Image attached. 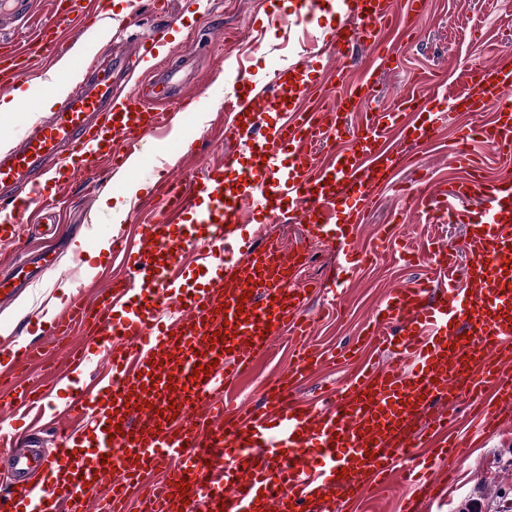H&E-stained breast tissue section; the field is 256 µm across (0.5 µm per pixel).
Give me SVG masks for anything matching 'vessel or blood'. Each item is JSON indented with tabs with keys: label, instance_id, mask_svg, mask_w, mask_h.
<instances>
[{
	"label": "vessel or blood",
	"instance_id": "1",
	"mask_svg": "<svg viewBox=\"0 0 512 512\" xmlns=\"http://www.w3.org/2000/svg\"><path fill=\"white\" fill-rule=\"evenodd\" d=\"M425 10L426 0H403L397 9L391 0H357L355 22L319 35L313 46L318 55L333 56L366 44L374 69L392 55L388 34L411 38ZM96 13L95 0L68 8L54 0L40 18L33 0H0V36L37 23L32 38L13 46L23 62L20 78L47 82L54 59L89 31ZM157 44L152 34L138 45L136 59L151 61L154 80L150 88L132 89L126 59L114 56L111 39L101 40L61 107L0 151V242L14 241L32 216L51 218L72 180L94 186L104 163H119L123 149L143 138L165 137L172 114L189 108L195 96L175 89V71L159 59ZM306 75L301 81L294 68L279 70L278 97L226 96L225 133L253 138L242 156L207 167L190 184L169 177L157 183L160 219L143 224L137 237L120 232L110 238L112 253L128 270L125 280L94 285L44 321L42 333L50 338L90 326L102 336L112 368L75 387L77 416L93 423L85 430L66 426L53 462L13 458L17 473L46 468L58 481L12 493L0 501V512H90L101 499L112 512H127L135 499L144 512H336L398 476L415 487L403 512H419L438 494L427 473L430 460H447L453 468L460 459L457 406L467 403L477 434L498 432L503 413L512 409L511 176L479 174L418 198L419 208L465 225L467 234L461 250L430 249L443 286L424 281L394 289L374 313L367 336L376 352L393 355V365H366L336 400L305 406L292 395L322 357L300 343L257 407L216 405V389L250 372L253 353L271 337H300L309 326V291L294 285L295 256L271 238L240 243L245 214L273 223L289 207L291 223L329 240L339 266L353 269L360 261L357 228L374 190L407 161L388 146L389 136L417 145L435 136L438 108L414 88L391 109L364 114L355 133H347L343 113L372 97L370 73L353 83L336 109L322 104L332 76L311 64ZM472 82L457 111L489 112L493 119L458 129L453 160L460 165L469 162L464 144L475 139L494 151L512 148V64L476 66ZM272 112L280 118L266 124ZM327 141L331 162L314 168L308 150ZM472 197L480 208L460 207V200ZM184 214L203 228V237L169 236L172 217ZM217 250L226 255L220 274L181 295L182 316L128 310L129 293L164 296L178 288L186 257L205 260ZM462 253L467 261L461 266ZM33 279L23 265L0 270V304ZM116 336L124 346H113ZM10 343L0 338V373L15 378L12 407L43 408L45 391L18 376L21 368L43 365L42 351ZM407 356L414 359L409 369L400 364ZM200 365L208 375H196ZM443 400L447 412L431 414ZM173 404L180 411L170 419L164 409ZM427 413L432 419L426 423ZM166 462L174 471L146 488L144 476Z\"/></svg>",
	"mask_w": 512,
	"mask_h": 512
}]
</instances>
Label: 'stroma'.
<instances>
[{
  "label": "stroma",
  "mask_w": 512,
  "mask_h": 512,
  "mask_svg": "<svg viewBox=\"0 0 512 512\" xmlns=\"http://www.w3.org/2000/svg\"><path fill=\"white\" fill-rule=\"evenodd\" d=\"M298 0H171L172 25L162 54L190 57L180 78L197 92L198 107L173 119L167 138H144L136 151V168L104 165L95 192L73 183L60 221L53 225L25 224L15 244L0 243V263L19 259L46 258L54 261V273L29 285L15 302L0 308V332L14 334L16 345L33 343L29 329L54 315L62 301L82 278L74 257L85 253L96 267L100 281L123 279L121 265L108 253L98 252L100 240L120 230L135 231L132 208L144 202L161 173L186 179L200 169L223 163L237 154L238 142L222 137L228 92L226 83L235 71L232 57H218L214 43L229 42L235 50L248 49L256 37V27L267 15H293ZM345 19L344 12L329 13L318 5L308 21L292 26L288 33L268 31L261 50L254 54L255 79L241 85L242 94L276 95V73L301 63L314 51L307 34L315 29L332 30ZM394 55L386 68L376 70L375 97L365 103L368 111L388 108L404 91L411 74L433 72L446 75L445 99L458 97L471 85V70L477 62H492L512 55V5L503 0H431L409 44L392 42ZM463 112H444L438 137L430 145H405L410 162L400 168L392 187L379 192L359 228L357 249L361 262L346 277L342 287L310 295L305 314L313 322L312 342L327 351L346 349L358 336L387 293L410 282L434 277L430 263L407 261L403 246L417 241L421 247L440 243L460 246L465 228L455 223H436L422 210L413 208L415 196L430 195L441 183L469 178V170L455 166L452 153L458 126L470 123ZM139 183L135 198H126L127 182ZM370 352L353 360H330L313 369L299 386L297 400L317 401L323 392H338L351 372L369 361ZM251 372L228 379L218 388L217 397H239L247 406L259 403L263 387L287 368L289 341L274 337L268 346L253 355ZM71 403L67 389L54 393L42 423L29 436L44 456L55 450V427ZM512 512V410L505 412L498 435L472 441L459 463L455 486L438 501L426 504L421 512Z\"/></svg>",
  "instance_id": "35a3bbf8"
}]
</instances>
